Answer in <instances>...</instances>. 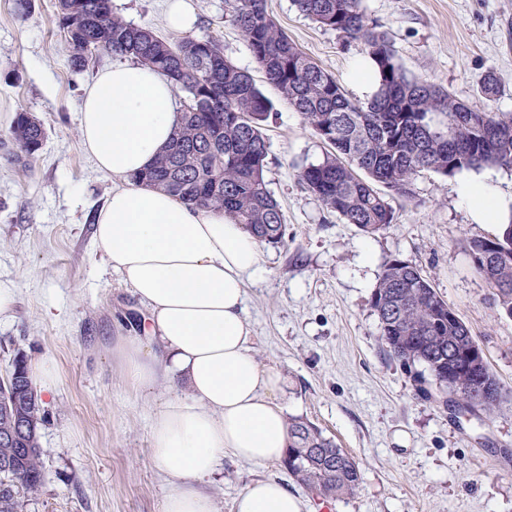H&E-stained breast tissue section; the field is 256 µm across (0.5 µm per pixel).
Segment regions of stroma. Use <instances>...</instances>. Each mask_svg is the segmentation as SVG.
Segmentation results:
<instances>
[{
    "mask_svg": "<svg viewBox=\"0 0 512 512\" xmlns=\"http://www.w3.org/2000/svg\"><path fill=\"white\" fill-rule=\"evenodd\" d=\"M56 0H33L30 15L0 0V132L18 111L38 118L46 140L35 160L0 141V281L18 297L0 321V376L14 358L51 359L52 393L40 394L43 481L21 491L25 512H163L169 478L154 466L151 425L170 395L185 386L137 390L112 355V339L134 336L148 350L147 310L104 262L93 243L94 215L112 191L79 135V104L96 69L67 65L55 24ZM165 0H112L124 20L175 37ZM195 36L224 47L237 66L256 71L252 53L224 0H195ZM281 28L312 60L364 100L356 71L360 45L303 16L292 0H267ZM388 32L411 74L472 99L487 72L501 83L494 107L512 112V0H363ZM276 110L267 130L266 179L287 224L283 243L263 244L262 271L246 283L251 349L260 365L288 379L277 402L286 417L316 423L359 462L358 493L322 506L272 461L253 466L225 454L205 488L216 512H234L250 482L272 478L304 506L321 512H512V319L498 311L475 272L469 239L512 222V170L492 169L507 203L500 221L478 220L459 192L478 170L445 177L418 174L414 197L391 198L395 222L366 234L329 213L297 174L323 157L322 141L272 86ZM401 258L420 266L483 347L503 392L491 420L458 415L422 396L415 373L383 351L371 296L383 265Z\"/></svg>",
    "mask_w": 512,
    "mask_h": 512,
    "instance_id": "obj_1",
    "label": "stroma"
}]
</instances>
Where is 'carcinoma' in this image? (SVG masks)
I'll return each instance as SVG.
<instances>
[{"instance_id":"carcinoma-1","label":"carcinoma","mask_w":512,"mask_h":512,"mask_svg":"<svg viewBox=\"0 0 512 512\" xmlns=\"http://www.w3.org/2000/svg\"><path fill=\"white\" fill-rule=\"evenodd\" d=\"M233 24L248 43L265 82L274 86L304 123L328 146L322 160L298 172L299 181L327 211L367 234L388 229L394 211L387 193L411 199L422 171L453 176L484 167L512 169V112L492 103L500 85L484 76L474 100L407 74L383 26L366 14L362 0H294L298 11L338 34L342 45H361L372 66L375 89L365 102L350 99L336 77L308 57L277 26L266 0H225ZM56 24L68 62L81 73L102 54L130 58L167 77L184 94L174 135L136 183L161 187L188 206L214 208L244 225L261 243L278 244L285 216L265 178L274 112L253 74L224 57L212 38H163L112 11V0H57ZM4 138L29 159L45 138L43 125L26 111L16 113ZM468 254L490 284L493 301L512 317V224L489 238H473ZM380 340L404 366L419 364L429 376L448 372V395L464 412L491 416L502 388L490 366L489 392L471 391L469 372H454L458 349L474 344L467 325L448 306L432 279L417 265L394 258L382 267L371 297ZM23 372L25 408L44 422L27 361H12L0 377V512H22L19 489L42 482L39 433L21 444L3 435L16 405L13 374ZM290 442L281 463L310 493L341 500L356 494L361 472L355 457L316 424L288 420Z\"/></svg>"}]
</instances>
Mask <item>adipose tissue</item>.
<instances>
[{
	"label": "adipose tissue",
	"mask_w": 512,
	"mask_h": 512,
	"mask_svg": "<svg viewBox=\"0 0 512 512\" xmlns=\"http://www.w3.org/2000/svg\"><path fill=\"white\" fill-rule=\"evenodd\" d=\"M175 125L174 86L148 66H112L85 90L83 145L116 182L96 215L95 245L146 307L148 334L159 343L149 353L121 337L116 355L136 387L177 378L189 391L170 399L151 429L155 466L170 478L164 512H215L203 485L220 454L255 465L284 456L288 427L275 401L284 379L250 349L244 286L263 267L256 238L223 212L130 182L165 150ZM235 510L301 512V503L262 479L240 493Z\"/></svg>",
	"instance_id": "1"
}]
</instances>
